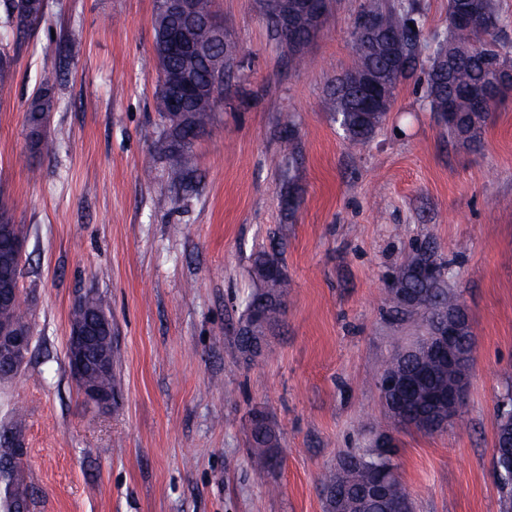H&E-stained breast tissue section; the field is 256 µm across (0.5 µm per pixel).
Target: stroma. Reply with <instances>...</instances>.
Instances as JSON below:
<instances>
[{
    "instance_id": "stroma-1",
    "label": "stroma",
    "mask_w": 512,
    "mask_h": 512,
    "mask_svg": "<svg viewBox=\"0 0 512 512\" xmlns=\"http://www.w3.org/2000/svg\"><path fill=\"white\" fill-rule=\"evenodd\" d=\"M365 0H332L305 61L283 59L257 0H215L242 67L193 147L191 188L170 187L158 150L157 0H46L24 35L0 22L13 59L0 93V204L23 228L19 290L33 342L0 377V434L22 441L29 512H323L322 475L393 432L415 512H500L494 420L512 389V96L481 140L449 136L403 80L373 139L351 145L325 106L351 66ZM431 57L448 0H413ZM55 106L29 144L27 104ZM290 130L294 156L280 135ZM292 181L295 211L282 201ZM448 262L474 336L470 385L442 432L394 430L376 376L421 335L386 312L389 274L411 243ZM276 248L290 279L281 323L246 361L232 340ZM105 296L116 393L90 407L67 360L72 305ZM280 432L258 472L250 417Z\"/></svg>"
}]
</instances>
